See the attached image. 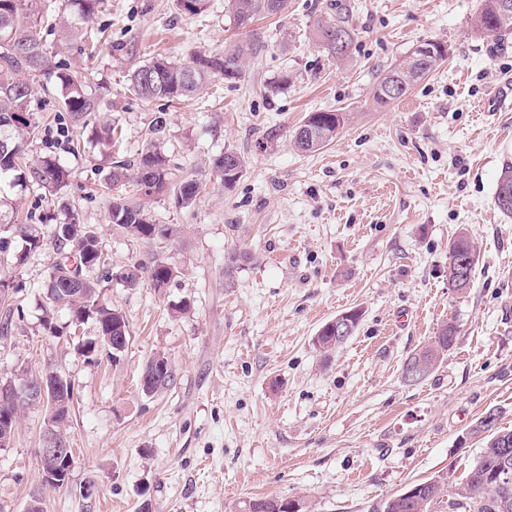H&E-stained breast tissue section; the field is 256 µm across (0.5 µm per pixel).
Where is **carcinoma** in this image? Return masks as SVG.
<instances>
[{
  "mask_svg": "<svg viewBox=\"0 0 512 512\" xmlns=\"http://www.w3.org/2000/svg\"><path fill=\"white\" fill-rule=\"evenodd\" d=\"M286 0H229L237 26L245 28L258 15L274 16L285 9ZM37 17L26 0H0V136L5 147L0 148V177L13 176V184L20 185L29 180L40 183L59 194L67 186L69 172L53 159H44L34 167L24 162L26 139L34 133L36 123L32 113L26 110L34 93L30 84L21 78L26 71L37 72L48 68L47 49L41 46L37 34ZM471 32L476 37L490 35L505 37L512 33V0H480L471 18ZM331 30L343 36V48L325 41ZM319 45L328 55L342 60L348 56L353 43V32L348 22L338 16L317 24ZM438 40H423L415 45L407 58L399 65L383 70L374 87V98L380 104H388L408 94L445 58L439 49ZM258 44L236 42L224 46L222 54L197 53L187 64H177L165 58H154L134 70L130 76L129 91L144 101L158 98L174 99L192 96L210 82L231 80L238 82L245 76L247 58L256 53ZM62 105L75 122H86L98 109V100L77 77L67 71L57 73ZM347 117L343 112H310L295 127L292 133L294 147L305 153L316 152L331 143L343 128ZM238 170L231 173L224 169V154L214 157L212 164L221 176L224 188L230 189L242 177L246 160L233 152ZM111 186L129 182L135 193L141 186L153 188V193L170 189L181 203L190 206L201 193V182L196 175L186 173L173 179L167 159L156 148H148L129 162H119L107 174ZM494 203L506 217H512V164L505 166L497 179ZM65 219L54 221V216L45 217L53 223L51 239L59 260L51 267L48 281L49 299L69 312V324L79 326L92 319L98 325V337L85 344L88 357L104 352L118 355V350L108 342L109 336H129L126 317L117 309L105 304L100 296V285L112 281L114 269L106 262L97 229L81 222L77 213L63 207ZM112 223L125 228L132 235L147 240L165 241L173 235L166 224H156L144 206L136 201L119 198L112 202ZM80 256V267L69 268L70 255ZM249 260L245 252L235 249L224 258V276L230 277L243 262ZM467 262L474 270L478 256L473 242L466 232H460L448 248V286L461 290L457 284L456 270L459 262ZM121 285L136 288L146 282L150 287L164 288L171 279V268L161 261L150 266L131 265L119 268ZM19 292L18 285L9 278L0 277V330L6 332L14 314L20 307L14 301ZM457 338V327L452 321L440 325L434 339L406 361L421 360L431 373L438 362L450 350ZM316 350L324 355L338 347L335 325L325 323L313 339ZM74 386L60 395L57 412V429H62L69 420ZM500 411L490 410L473 425L469 434L482 438L483 447L467 475L455 485H448L438 476L418 483V493L410 500L398 494L383 504V512H430L434 504L447 502L448 512H512V486L499 487L493 474L499 468L503 451L512 454V430L497 427ZM244 512H288L283 500L253 498L244 503Z\"/></svg>",
  "mask_w": 512,
  "mask_h": 512,
  "instance_id": "1",
  "label": "carcinoma"
}]
</instances>
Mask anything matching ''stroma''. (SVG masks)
<instances>
[{"label": "stroma", "instance_id": "stroma-1", "mask_svg": "<svg viewBox=\"0 0 512 512\" xmlns=\"http://www.w3.org/2000/svg\"><path fill=\"white\" fill-rule=\"evenodd\" d=\"M228 0H206L195 15L176 0H101L88 20L68 0H33L40 36L56 63L78 73L100 101L87 123L64 111L53 72L31 76L37 128L28 163L51 156L70 172L61 195L0 180L32 232L68 203L94 225L111 267L173 271L168 287L102 283L130 340L118 358H89L94 322L72 328L54 308L62 336L43 328L52 246L23 265L25 242L10 225L0 267L24 287L22 316L0 334V378L56 373L74 385L64 429L73 450L70 482L39 483L45 411L25 409L0 448V512H23L40 492L45 512H240L253 497L302 499L310 512H382L383 503L436 476L455 483L480 453L470 428L486 411L512 429V218L494 204L498 176L512 163V35L470 30L479 0H288L275 16L238 27ZM345 17L355 33L349 57L317 44V20ZM80 31L65 42L58 22ZM258 41L242 81L146 102L128 76L155 57L187 63L199 51ZM448 55L401 99L377 103L381 70L420 41ZM288 85H279L281 74ZM348 119L314 153L297 151L294 128L310 112ZM162 133L153 134L156 117ZM111 125L115 147L97 143ZM175 174L195 172L202 190L184 208L174 193L149 197L163 243L112 224L105 188L113 162L148 145ZM234 150L242 178L225 188L212 159ZM466 229L478 252L467 291L448 286V246ZM250 253L232 278L227 251ZM189 301L178 314L172 307ZM360 310L357 330L330 354L313 345L328 320ZM455 320V345L418 384L402 378L407 355ZM172 381L144 395L140 377L156 352Z\"/></svg>", "mask_w": 512, "mask_h": 512}]
</instances>
